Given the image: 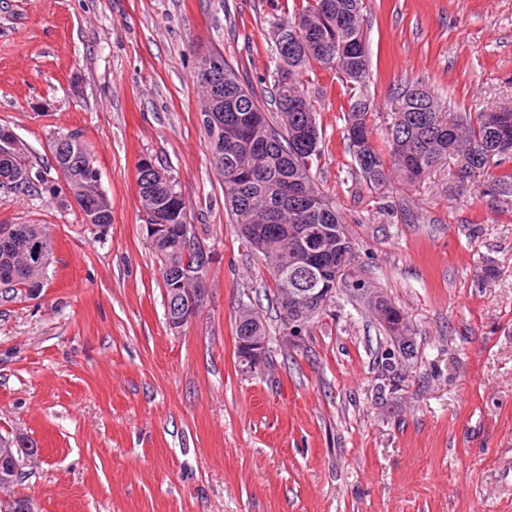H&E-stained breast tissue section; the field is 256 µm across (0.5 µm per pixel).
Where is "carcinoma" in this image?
Masks as SVG:
<instances>
[{
  "label": "carcinoma",
  "mask_w": 512,
  "mask_h": 512,
  "mask_svg": "<svg viewBox=\"0 0 512 512\" xmlns=\"http://www.w3.org/2000/svg\"><path fill=\"white\" fill-rule=\"evenodd\" d=\"M364 9L365 0H301L288 20L274 27L279 44L275 45L274 110L270 113L229 62H224V84L218 88L202 83V71H197L204 98L201 120L209 138L210 163L224 181V205L247 251L262 256L271 269L293 265L299 231L313 227L330 230L331 237L337 238V245L320 261L339 270L342 281L349 276L347 269L355 268L356 252L346 223L312 173L321 157L322 134L316 107L299 75L315 64L335 69L351 93L343 138L355 172L369 190L385 188L395 172L408 181L420 178L448 155V143L454 142L464 161L460 181L481 177L487 180L489 192L512 196V173L508 171L512 166V111L449 118L431 93L413 98L409 93L413 83L404 82L396 91L402 121L388 130L387 152L376 146L368 135L371 101L364 93L371 78L362 26ZM4 162L33 176L17 189L46 191L47 172L29 165L26 153L0 158ZM146 163L155 165L150 158L138 163L139 199L147 221L158 217L166 225L165 232L148 245L158 259L168 300L197 288L183 271L198 265L202 255L184 247L182 229L190 223V212L176 178L164 169L148 179ZM16 231L10 245L0 244V296L10 299L34 295L47 280L48 270L25 269L24 243L39 238L47 250H54L46 225L18 224ZM272 280V307L283 329H288L287 311L307 317L305 333L317 317L328 312L326 308L285 307L282 299L288 289L303 287L304 280L275 275ZM372 310L392 343L401 350L411 348L401 313L386 297L376 296ZM244 313L242 325L234 327L235 336H268L258 311L248 306Z\"/></svg>",
  "instance_id": "1"
}]
</instances>
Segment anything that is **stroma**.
I'll list each match as a JSON object with an SVG mask.
<instances>
[{
	"label": "stroma",
	"instance_id": "1",
	"mask_svg": "<svg viewBox=\"0 0 512 512\" xmlns=\"http://www.w3.org/2000/svg\"><path fill=\"white\" fill-rule=\"evenodd\" d=\"M293 0H0V126L52 169L77 132L112 223L99 235L48 194L0 189V224H46L40 295L0 300V433L44 460L17 489L39 512H512V199L460 184L458 155L385 194L342 139L346 87L303 74L322 129L319 186L358 252L354 282L306 335H284L262 257L246 252L210 164L195 72L222 53L270 91ZM369 131L383 143L411 80L458 115L512 106V0H367ZM178 181L211 252L199 313L170 331L137 164ZM402 313L392 344L367 293ZM254 303L273 362L244 372L234 321Z\"/></svg>",
	"mask_w": 512,
	"mask_h": 512
}]
</instances>
